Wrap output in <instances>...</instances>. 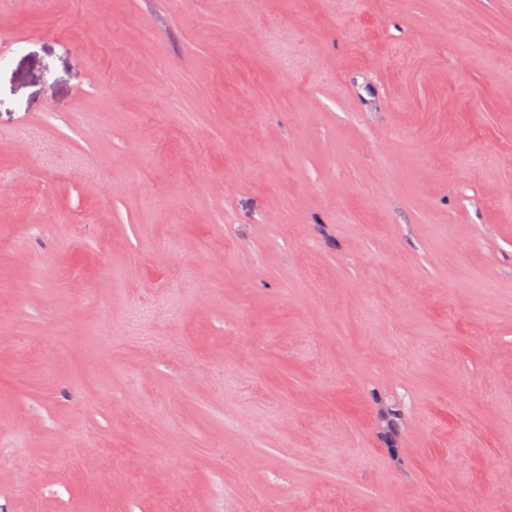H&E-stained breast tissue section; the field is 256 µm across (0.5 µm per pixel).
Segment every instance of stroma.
Returning a JSON list of instances; mask_svg holds the SVG:
<instances>
[{
  "mask_svg": "<svg viewBox=\"0 0 512 512\" xmlns=\"http://www.w3.org/2000/svg\"><path fill=\"white\" fill-rule=\"evenodd\" d=\"M281 506L512 512V0H0V512Z\"/></svg>",
  "mask_w": 512,
  "mask_h": 512,
  "instance_id": "1",
  "label": "stroma"
}]
</instances>
